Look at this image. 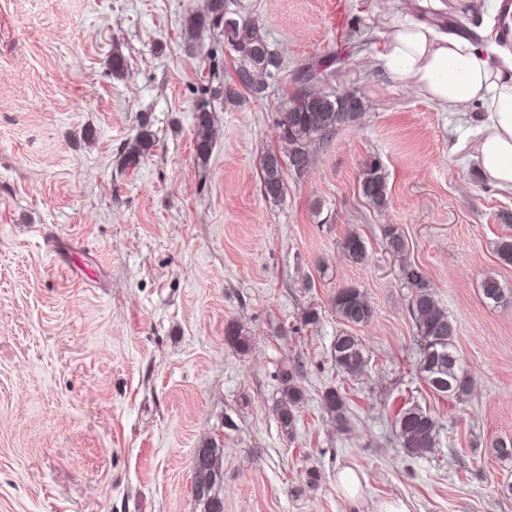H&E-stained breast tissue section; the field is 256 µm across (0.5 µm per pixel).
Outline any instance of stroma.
I'll return each mask as SVG.
<instances>
[{
  "instance_id": "stroma-1",
  "label": "stroma",
  "mask_w": 512,
  "mask_h": 512,
  "mask_svg": "<svg viewBox=\"0 0 512 512\" xmlns=\"http://www.w3.org/2000/svg\"><path fill=\"white\" fill-rule=\"evenodd\" d=\"M284 56L264 100L224 104L234 51L186 19L204 0H0V512H200L197 448L224 450V512H345L348 466L366 500L400 497L410 512H512V461L488 453L512 438V194L478 170L460 116L370 66L385 0H241ZM414 19L481 41L494 0L414 6ZM127 67L115 76L114 54ZM320 62L326 92L363 98L365 114L315 148L282 202L262 194L261 158L295 71ZM215 108L208 160L194 149L193 108ZM147 125L138 169L121 155ZM378 160L390 206L362 197ZM393 226L457 324L471 378L463 399L433 395ZM357 233L367 260L341 243ZM496 277L504 303L484 299ZM375 311L353 328L364 375L331 361L344 325L338 288ZM319 321L303 322L308 310ZM235 324L251 341L225 338ZM301 365L307 399L293 435L274 412L280 370ZM347 398L338 427L324 388ZM440 424L435 455L409 458L392 422L405 403Z\"/></svg>"
}]
</instances>
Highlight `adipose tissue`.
I'll use <instances>...</instances> for the list:
<instances>
[{
  "label": "adipose tissue",
  "mask_w": 512,
  "mask_h": 512,
  "mask_svg": "<svg viewBox=\"0 0 512 512\" xmlns=\"http://www.w3.org/2000/svg\"><path fill=\"white\" fill-rule=\"evenodd\" d=\"M374 64L442 111L480 105L475 160L495 187L512 192V55L494 39L476 45L407 20L392 24Z\"/></svg>",
  "instance_id": "1"
}]
</instances>
